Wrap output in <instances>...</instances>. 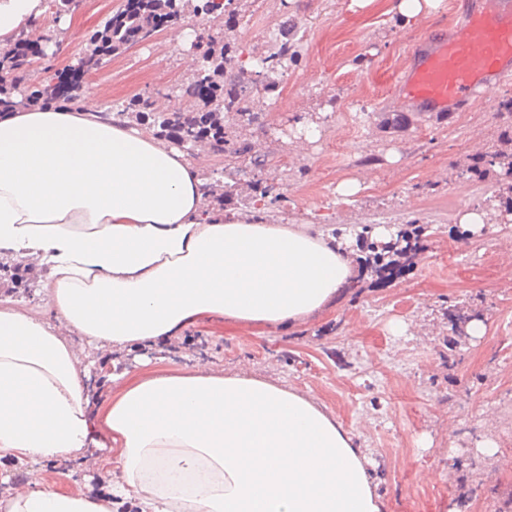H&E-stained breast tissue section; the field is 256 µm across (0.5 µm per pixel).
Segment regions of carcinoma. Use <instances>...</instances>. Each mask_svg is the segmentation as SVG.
I'll list each match as a JSON object with an SVG mask.
<instances>
[{
    "label": "carcinoma",
    "instance_id": "carcinoma-1",
    "mask_svg": "<svg viewBox=\"0 0 512 512\" xmlns=\"http://www.w3.org/2000/svg\"><path fill=\"white\" fill-rule=\"evenodd\" d=\"M231 3L232 0H127L90 35L89 48L78 59L77 69L96 71L126 45L148 43L162 27L188 14L203 20L217 19L228 13ZM196 48L200 49V57L195 80L183 91V96L193 102L190 110L162 112L151 97L137 96L116 106L113 116L148 124L157 136L189 153L204 147L213 154L236 162L246 161L251 169L263 171L267 166L266 156L254 153L252 144L233 134L231 128L238 122L249 125L256 122L259 104L275 89L273 75L288 71V65L297 62L292 27L281 25L267 52L245 60L241 59V53L225 45L217 47L209 42ZM0 68L5 73L0 77V111L24 104L46 107L53 103L72 109L79 102L77 88L65 98H57L52 95L50 85L34 82L30 60L20 59L8 49L0 52ZM493 171L512 178V151L494 150L473 158L462 168V173L479 179ZM206 188L210 204L222 202L231 195L228 185H220L218 178L207 183ZM253 189L255 195L246 206L260 211L266 218L271 217L274 206L284 198L283 178L279 175L257 178ZM369 248L374 251L372 272L385 280L399 273L400 260H408L416 252L407 233L397 235L380 249L374 242Z\"/></svg>",
    "mask_w": 512,
    "mask_h": 512
}]
</instances>
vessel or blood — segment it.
Segmentation results:
<instances>
[{
    "instance_id": "1",
    "label": "vessel or blood",
    "mask_w": 512,
    "mask_h": 512,
    "mask_svg": "<svg viewBox=\"0 0 512 512\" xmlns=\"http://www.w3.org/2000/svg\"><path fill=\"white\" fill-rule=\"evenodd\" d=\"M512 81V0H472L457 23L409 49L401 101L445 115Z\"/></svg>"
}]
</instances>
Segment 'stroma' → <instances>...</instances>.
<instances>
[{
    "mask_svg": "<svg viewBox=\"0 0 512 512\" xmlns=\"http://www.w3.org/2000/svg\"><path fill=\"white\" fill-rule=\"evenodd\" d=\"M123 2L80 0L61 23L30 30V40L59 34L66 45L39 59L36 79L76 65L90 34ZM465 2L440 0L407 21L398 0H242L233 28L203 21V39L247 54L263 52L282 22L296 25L297 63L279 77L259 124L241 131L266 155V173H290L279 223L340 234L355 262L369 254L360 232L373 213L393 217L390 232L415 221L424 233L392 282L355 272L334 302L294 324L203 315L164 340L85 348L96 364L86 385L99 442L110 441L108 407L137 383L199 368L245 373L307 394L351 430L372 453L387 512H496L512 499V214L488 211L474 233L459 222L508 186L460 168L512 133V82L442 121L398 109L409 45L447 28ZM198 61L169 26L84 75L80 88L108 107L152 96L168 112L182 107L180 89ZM29 267L25 287L0 285V300L51 319V272L34 258ZM456 306L483 324V336L450 320ZM487 439L496 444L490 456L477 449ZM1 473V496L31 479L85 492L106 490L110 480L107 469L70 457L0 459Z\"/></svg>",
    "mask_w": 512,
    "mask_h": 512,
    "instance_id": "35a3bbf8",
    "label": "stroma"
}]
</instances>
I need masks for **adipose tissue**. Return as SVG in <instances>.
Instances as JSON below:
<instances>
[{"label":"adipose tissue","instance_id":"1","mask_svg":"<svg viewBox=\"0 0 512 512\" xmlns=\"http://www.w3.org/2000/svg\"><path fill=\"white\" fill-rule=\"evenodd\" d=\"M47 0H0V47L40 20ZM79 108L0 115V249L51 264L52 321L0 303V458L82 455L93 443L74 346L175 335L195 317L291 324L352 278L346 245L308 224L207 210L187 154ZM106 421L118 456L104 494L29 481L0 512H385L367 449L296 389L248 374L152 377Z\"/></svg>","mask_w":512,"mask_h":512}]
</instances>
